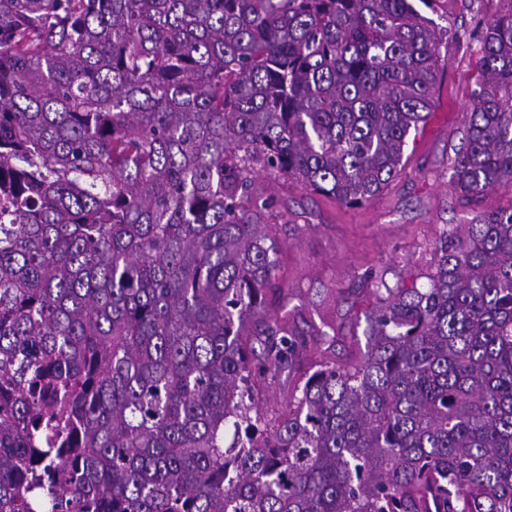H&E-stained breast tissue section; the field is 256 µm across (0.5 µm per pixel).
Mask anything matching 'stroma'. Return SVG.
Listing matches in <instances>:
<instances>
[{
  "instance_id": "1",
  "label": "stroma",
  "mask_w": 512,
  "mask_h": 512,
  "mask_svg": "<svg viewBox=\"0 0 512 512\" xmlns=\"http://www.w3.org/2000/svg\"><path fill=\"white\" fill-rule=\"evenodd\" d=\"M512 0H434L422 13L435 25L458 33L442 54L443 77L436 113L443 124L428 122L410 133L400 174L370 202L346 207L291 186L280 225V285L287 308L308 319L330 314L336 321L337 359L365 344V319L354 317L340 290L358 287L371 271L388 287L425 285L433 268L436 237L449 224L472 218L450 178L448 159L466 130V112L478 78L480 38L489 19L504 14Z\"/></svg>"
}]
</instances>
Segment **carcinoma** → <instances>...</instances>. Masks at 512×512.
<instances>
[{
  "label": "carcinoma",
  "instance_id": "1",
  "mask_svg": "<svg viewBox=\"0 0 512 512\" xmlns=\"http://www.w3.org/2000/svg\"><path fill=\"white\" fill-rule=\"evenodd\" d=\"M452 38L413 0H0V512H512V205L425 287L361 276L349 362L268 310L257 178L372 200ZM481 43L470 206L512 184V10Z\"/></svg>",
  "mask_w": 512,
  "mask_h": 512
}]
</instances>
